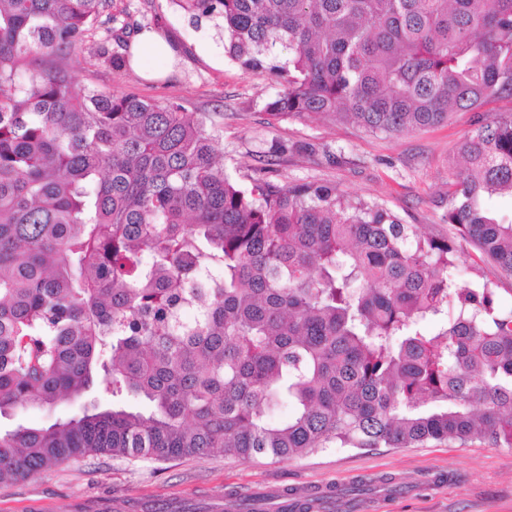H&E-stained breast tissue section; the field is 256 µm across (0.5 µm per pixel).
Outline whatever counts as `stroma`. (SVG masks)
Wrapping results in <instances>:
<instances>
[{"label": "stroma", "instance_id": "stroma-1", "mask_svg": "<svg viewBox=\"0 0 512 512\" xmlns=\"http://www.w3.org/2000/svg\"><path fill=\"white\" fill-rule=\"evenodd\" d=\"M105 16L131 29L163 26L181 58L173 75L148 81L134 70L117 73L93 53L106 37L97 30L76 57L83 83L171 100L202 117L224 151V167L249 185L261 175L288 187L315 183L377 203L421 232L444 237L448 184L454 178L470 115L402 135L370 134L324 119L273 120L264 110L275 77L245 71L232 59L215 69L195 50L197 32L170 0H106ZM392 475L395 493L352 494L362 481ZM341 485L347 491L331 512H512V448L476 444L430 448H339L329 445L280 461H242L220 454L170 461L89 455L0 485V512H247L254 496L283 489Z\"/></svg>", "mask_w": 512, "mask_h": 512}]
</instances>
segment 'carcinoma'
<instances>
[{"instance_id": "carcinoma-1", "label": "carcinoma", "mask_w": 512, "mask_h": 512, "mask_svg": "<svg viewBox=\"0 0 512 512\" xmlns=\"http://www.w3.org/2000/svg\"><path fill=\"white\" fill-rule=\"evenodd\" d=\"M171 2L277 77L276 120L399 135L473 113L448 239L327 186L238 184L181 104L77 80L102 0H0V417L112 396L0 430V483L77 455L512 448V311L457 279L512 276V111H485L512 103V0Z\"/></svg>"}]
</instances>
